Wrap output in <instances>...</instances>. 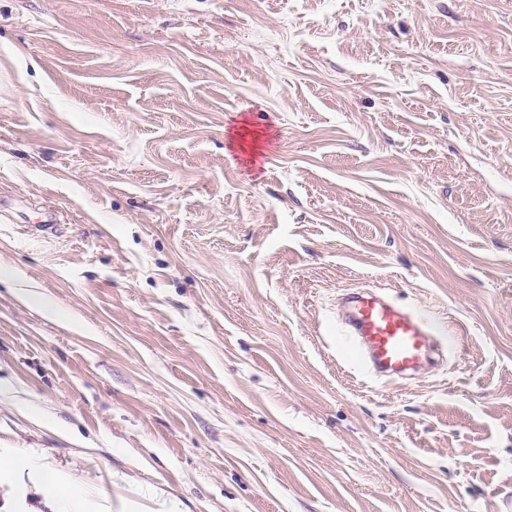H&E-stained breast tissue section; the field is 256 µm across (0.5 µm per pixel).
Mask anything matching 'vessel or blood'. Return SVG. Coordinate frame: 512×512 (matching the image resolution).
I'll list each match as a JSON object with an SVG mask.
<instances>
[{"label":"vessel or blood","mask_w":512,"mask_h":512,"mask_svg":"<svg viewBox=\"0 0 512 512\" xmlns=\"http://www.w3.org/2000/svg\"><path fill=\"white\" fill-rule=\"evenodd\" d=\"M343 331L356 344L363 366L389 378L418 372L435 348L434 337L446 333L427 309L369 292L348 299Z\"/></svg>","instance_id":"b4317fda"}]
</instances>
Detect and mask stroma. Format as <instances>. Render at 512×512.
Returning <instances> with one entry per match:
<instances>
[{
    "mask_svg": "<svg viewBox=\"0 0 512 512\" xmlns=\"http://www.w3.org/2000/svg\"><path fill=\"white\" fill-rule=\"evenodd\" d=\"M367 286L458 354L367 379ZM4 449L0 512L512 503V0H0Z\"/></svg>",
    "mask_w": 512,
    "mask_h": 512,
    "instance_id": "35a3bbf8",
    "label": "stroma"
}]
</instances>
